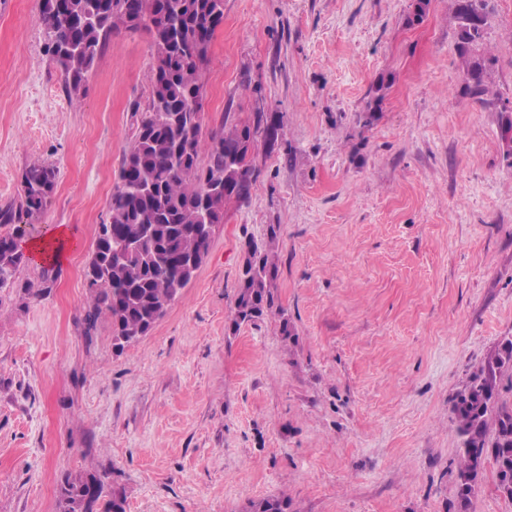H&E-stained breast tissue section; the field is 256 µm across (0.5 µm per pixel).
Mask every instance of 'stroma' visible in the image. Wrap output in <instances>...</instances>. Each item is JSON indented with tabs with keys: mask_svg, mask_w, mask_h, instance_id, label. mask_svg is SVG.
<instances>
[{
	"mask_svg": "<svg viewBox=\"0 0 512 512\" xmlns=\"http://www.w3.org/2000/svg\"><path fill=\"white\" fill-rule=\"evenodd\" d=\"M224 0L203 125L281 114L257 144L193 280L153 331L116 349L87 327L85 272L119 180L151 39L113 35L66 93L40 0H0V205L23 170L58 176L31 238L74 248L0 290V512H59L61 478L110 473L127 512H454L451 408L512 338V0H488V93L463 91L455 0ZM373 125L357 117L377 83ZM278 225L275 311L231 323L245 240ZM291 336H283V325Z\"/></svg>",
	"mask_w": 512,
	"mask_h": 512,
	"instance_id": "1",
	"label": "stroma"
}]
</instances>
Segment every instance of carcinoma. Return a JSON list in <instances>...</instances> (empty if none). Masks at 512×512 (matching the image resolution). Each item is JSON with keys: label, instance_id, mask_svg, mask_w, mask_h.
Segmentation results:
<instances>
[{"label": "carcinoma", "instance_id": "carcinoma-1", "mask_svg": "<svg viewBox=\"0 0 512 512\" xmlns=\"http://www.w3.org/2000/svg\"><path fill=\"white\" fill-rule=\"evenodd\" d=\"M64 19L50 20L51 0H42L38 23L46 51L59 64L64 89L79 91L115 32L147 30L152 39V90L146 111L132 112L134 131L123 150L120 180L109 201V221L100 225L86 272L87 320L112 319V340L123 349L147 335L191 282L203 263L217 225L231 203L251 194L253 169L239 156L258 137L274 147L280 122L254 112L246 122L204 134L203 70L224 0H56ZM487 0H456L458 53L465 63L464 88L475 99L487 92L484 61L475 57L488 23ZM504 155L512 157V114L501 118ZM57 169L29 165L21 175L18 203L0 207V288H11L24 256L13 248L7 227L30 224L51 202ZM279 226L266 240L244 244L245 259L232 314L239 327L275 306ZM512 377V339L485 360L453 404L461 440L456 512H470L484 466L492 460L501 492L512 498V406L500 401L504 376ZM60 512H126L122 487L93 471L65 475L58 489ZM250 512H288V498L270 497Z\"/></svg>", "mask_w": 512, "mask_h": 512}]
</instances>
